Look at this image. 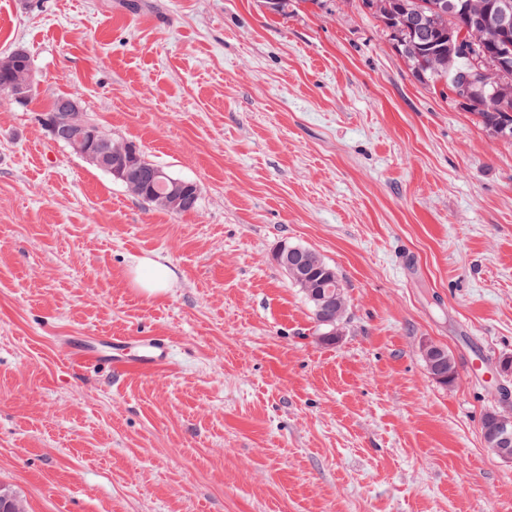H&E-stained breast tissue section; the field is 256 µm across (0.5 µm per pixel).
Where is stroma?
<instances>
[{"label":"stroma","instance_id":"1","mask_svg":"<svg viewBox=\"0 0 512 512\" xmlns=\"http://www.w3.org/2000/svg\"><path fill=\"white\" fill-rule=\"evenodd\" d=\"M0 0V483L29 512H512L481 421L512 356V142L420 82L362 0ZM86 118L195 182L148 206L52 140ZM335 266L323 343L277 265ZM177 281L133 288L132 257ZM165 335L167 367L77 360L75 336ZM458 379L428 374L424 342ZM18 49L22 50V52L19 55H13L15 56L16 61L14 68L10 70H2L0 68V94L7 96L9 94L15 99H23L25 95H27L26 91L29 89L28 83L16 87H10L8 89V94L6 91L10 85H14L20 78H25L35 84L33 80V78L35 79V76L33 74L31 57L24 48H15L6 56L12 55L13 52ZM307 248V247H304ZM310 251L311 254V272H312V280L311 284L314 287H321L324 283V285L327 284L328 278L330 275V271L333 270L335 273V282L338 281L342 284V288H340L339 295L343 298V308L339 311L333 310V311H323V314L327 317L333 318L336 323V335H334V331H332L329 334H322L320 335L321 338H324L325 336H332L333 341L335 342L339 336L341 335L343 325L348 319L349 315V304L347 300V295L345 291V284L343 281L342 276L338 273L336 268L325 261L322 256L317 253L315 250L307 248ZM336 343V342H335Z\"/></svg>","mask_w":512,"mask_h":512}]
</instances>
